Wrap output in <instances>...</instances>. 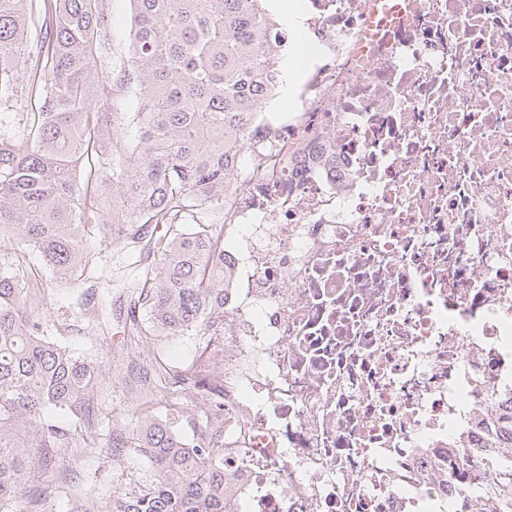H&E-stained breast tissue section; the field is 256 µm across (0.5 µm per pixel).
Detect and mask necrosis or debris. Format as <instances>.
<instances>
[{"label":"necrosis or debris","instance_id":"necrosis-or-debris-1","mask_svg":"<svg viewBox=\"0 0 512 512\" xmlns=\"http://www.w3.org/2000/svg\"><path fill=\"white\" fill-rule=\"evenodd\" d=\"M311 0L321 57L224 214L240 512H448L512 393V0Z\"/></svg>","mask_w":512,"mask_h":512}]
</instances>
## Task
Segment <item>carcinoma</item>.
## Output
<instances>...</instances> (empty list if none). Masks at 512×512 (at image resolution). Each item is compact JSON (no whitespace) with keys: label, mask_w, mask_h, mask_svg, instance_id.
I'll return each mask as SVG.
<instances>
[{"label":"carcinoma","mask_w":512,"mask_h":512,"mask_svg":"<svg viewBox=\"0 0 512 512\" xmlns=\"http://www.w3.org/2000/svg\"><path fill=\"white\" fill-rule=\"evenodd\" d=\"M130 56L112 65L104 0H40V47L21 64L32 0H0V107L37 102L0 139V232L36 252L56 277L96 272L84 242L103 213V241L135 244L150 259L134 282L147 316L138 336H195L200 354L175 373L140 376L135 422L114 428L112 460L145 463L106 501L90 494L68 512H234L225 494L224 389L211 337L224 319V223L211 218L236 189L256 114L275 96L284 51L267 0H131ZM139 100L119 127L104 107ZM101 173L78 182L81 165ZM110 201L102 204L103 194ZM29 286L0 270V503L25 492L62 448L94 426L98 361L49 340V323L23 317ZM159 403L169 417L153 414ZM496 487L476 512H512V438L493 433Z\"/></svg>","instance_id":"carcinoma-1"}]
</instances>
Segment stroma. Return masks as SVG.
Returning <instances> with one entry per match:
<instances>
[{"mask_svg":"<svg viewBox=\"0 0 512 512\" xmlns=\"http://www.w3.org/2000/svg\"><path fill=\"white\" fill-rule=\"evenodd\" d=\"M87 243L97 254V264L103 271L89 304H82L81 286L55 279L37 254L19 255L8 237H0V266L13 268L29 283L40 316L50 324L49 334L58 342L72 346L89 357L98 359L101 370L94 391L95 405L107 411V418L98 422L96 430L105 434L112 430L113 417L133 414L131 387L139 366L160 362L178 370L198 355L193 337L170 338L144 336L129 341L120 319L118 296L123 285L134 275L132 259L125 251L102 242L97 219H89ZM73 470L75 480L61 485L40 506L41 512H66L69 499L94 492L108 499L112 482L121 473L106 452L91 448H64L47 468L36 472L32 485L41 488L54 483L62 469Z\"/></svg>","mask_w":512,"mask_h":512,"instance_id":"1","label":"stroma"}]
</instances>
